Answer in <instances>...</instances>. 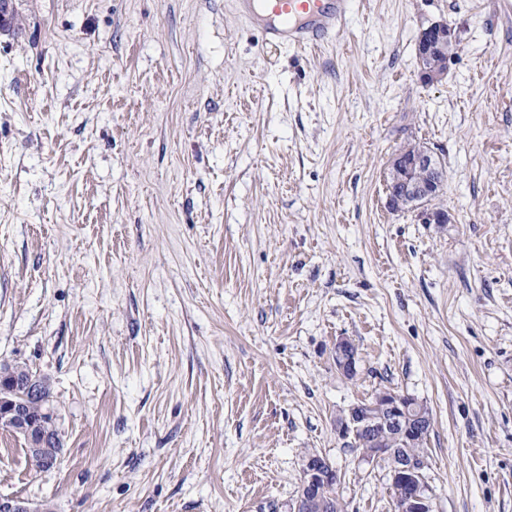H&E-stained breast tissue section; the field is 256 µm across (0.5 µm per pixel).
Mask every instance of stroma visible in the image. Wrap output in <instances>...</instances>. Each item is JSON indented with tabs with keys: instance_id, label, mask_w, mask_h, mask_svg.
Listing matches in <instances>:
<instances>
[{
	"instance_id": "35a3bbf8",
	"label": "stroma",
	"mask_w": 512,
	"mask_h": 512,
	"mask_svg": "<svg viewBox=\"0 0 512 512\" xmlns=\"http://www.w3.org/2000/svg\"><path fill=\"white\" fill-rule=\"evenodd\" d=\"M231 4L11 2L0 360L51 376L63 451L31 471L0 427V498L289 512L315 449L346 512H393L387 470L336 433L393 389L432 414L435 512H512V0H351L315 49ZM435 22L459 49L427 84ZM418 142L448 223L386 205ZM458 44L457 37L448 28L447 23H435L424 29L420 35L417 56L420 69V77L427 84H434L441 81L447 71H439L434 66L432 58L439 53L448 56V45L454 49ZM335 352L340 361V370L344 373L354 374L358 353L355 345L347 338L336 340Z\"/></svg>"
}]
</instances>
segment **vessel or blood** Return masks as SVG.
Instances as JSON below:
<instances>
[{
	"label": "vessel or blood",
	"instance_id": "obj_1",
	"mask_svg": "<svg viewBox=\"0 0 512 512\" xmlns=\"http://www.w3.org/2000/svg\"><path fill=\"white\" fill-rule=\"evenodd\" d=\"M349 0H234L236 14L266 41L304 47L339 33Z\"/></svg>",
	"mask_w": 512,
	"mask_h": 512
}]
</instances>
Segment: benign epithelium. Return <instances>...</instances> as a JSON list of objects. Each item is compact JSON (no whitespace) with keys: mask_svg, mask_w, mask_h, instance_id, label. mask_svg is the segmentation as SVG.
<instances>
[{"mask_svg":"<svg viewBox=\"0 0 512 512\" xmlns=\"http://www.w3.org/2000/svg\"><path fill=\"white\" fill-rule=\"evenodd\" d=\"M457 44V37L445 23L432 24L422 31L417 56L420 77L425 83H437L447 75V71H440L434 66L432 58L447 52L448 46ZM439 176L440 160L430 147L422 144L412 151L406 149L398 153L392 160L387 184L388 207L394 212H415L424 224L445 223L448 211L435 203L439 195ZM335 352L340 370L350 375L355 373L358 361L355 345L347 338H340L336 340ZM13 366L12 362L0 363V426L21 438L27 452H44L54 445L55 440L36 432L35 418L29 405L22 400L24 396H39L38 387L34 379L18 375ZM383 398L385 411L379 420L364 415L359 405H350L349 419L338 425L339 436L354 443L379 430L395 429L411 442L428 437L430 427L417 421L409 396L387 390ZM360 458L372 465L382 458L389 461L388 474L396 512H434L432 494L424 474L427 468L424 457L408 455L398 448H368L360 453ZM334 474L336 471L329 467L325 456L313 454L304 457L301 489L295 507L317 497L320 485ZM0 512H38V507L21 498L0 499Z\"/></svg>","mask_w":512,"mask_h":512,"instance_id":"1","label":"benign epithelium"}]
</instances>
